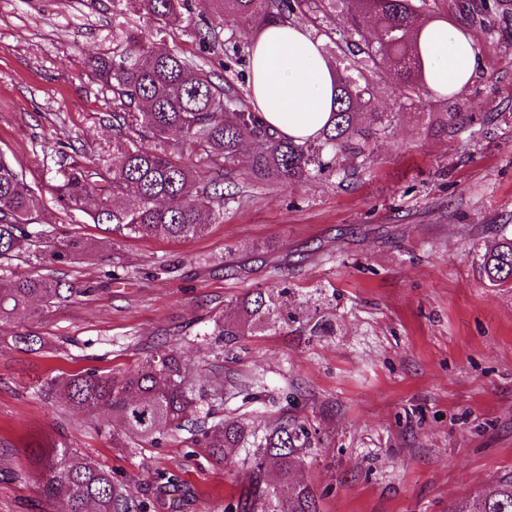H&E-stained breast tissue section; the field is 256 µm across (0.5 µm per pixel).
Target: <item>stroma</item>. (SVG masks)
I'll use <instances>...</instances> for the list:
<instances>
[{"label":"stroma","mask_w":512,"mask_h":512,"mask_svg":"<svg viewBox=\"0 0 512 512\" xmlns=\"http://www.w3.org/2000/svg\"><path fill=\"white\" fill-rule=\"evenodd\" d=\"M426 0L425 16L466 28L477 65L452 96L404 104L392 76L377 78L374 109L391 134L371 165L347 181L290 187L237 182L241 202L188 241L113 238L82 213L65 214L46 187L59 164L87 162L110 140L106 106L87 64L112 47L111 0H0V152L22 169L41 209L90 253L60 265L85 291L72 303L0 327V512H64L40 491L39 448L90 456L150 512H217L249 479L215 467L172 439L127 453L112 445L110 417L48 395L54 376L117 374L163 346L253 384L251 399L217 412L259 425L282 413L305 419L313 446L297 478L321 512H448L512 472V288L491 286L480 256L512 234V5ZM181 52L248 90L250 66L201 50L177 32ZM461 112L463 129L429 128L433 112ZM121 279H111L114 259ZM277 282L296 289L324 332L288 328L242 337L223 370L212 365L210 311ZM45 340L36 353L14 334ZM181 498L157 496L161 473Z\"/></svg>","instance_id":"35a3bbf8"}]
</instances>
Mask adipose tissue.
<instances>
[{
  "instance_id": "adipose-tissue-1",
  "label": "adipose tissue",
  "mask_w": 512,
  "mask_h": 512,
  "mask_svg": "<svg viewBox=\"0 0 512 512\" xmlns=\"http://www.w3.org/2000/svg\"><path fill=\"white\" fill-rule=\"evenodd\" d=\"M252 102L279 134L315 136L333 108L335 70L323 45L299 24L269 25L252 42ZM420 55L427 87L436 93L463 88L476 56L470 34L443 21L424 27Z\"/></svg>"
}]
</instances>
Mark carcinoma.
Wrapping results in <instances>:
<instances>
[{
    "label": "carcinoma",
    "instance_id": "obj_1",
    "mask_svg": "<svg viewBox=\"0 0 512 512\" xmlns=\"http://www.w3.org/2000/svg\"><path fill=\"white\" fill-rule=\"evenodd\" d=\"M195 0H112V51L92 53L88 65L112 123V143L94 151L82 167L62 166L49 185L59 206L80 212L95 224L112 225L117 238L188 240L202 236L224 218L240 197L239 184L224 169L287 186L336 175L349 155L364 168L374 162L381 139L393 129L395 113L374 112L368 75L395 74L407 101L426 89L418 40L430 20L417 0H211L215 12L194 21ZM344 5L342 26L326 49L336 58L334 108L314 138L295 141L272 131L235 87L215 81L193 55L163 49L174 30L240 60L246 48L224 35V22L286 24L300 11L317 21L336 3ZM376 32L365 36L367 26ZM458 112L430 113L431 128L448 133ZM198 164L183 160V152ZM45 219L39 198L23 172L0 153V267L21 257L41 268L36 275L0 277V326L25 311L58 307L90 288H76L55 275V266L85 253L78 236L59 240ZM480 269L493 287L512 285V237H502L480 257ZM236 317L212 318L210 335L224 348L242 336L282 330L292 324L315 336L322 323L311 322L292 289L279 283L255 288L230 301ZM193 371L174 347L143 359L118 376L79 371L48 382L49 392L74 409L112 417L121 426L112 440L158 447L181 433L191 448L202 449L217 464L232 460L237 448L251 446L241 464L250 480L225 499L222 512H320L319 499L294 480L310 444L306 422L283 416L262 431L239 418L213 419V408L199 415L198 403L224 400V387L194 389ZM40 489L47 499H66L67 512H148V502L125 496L102 469L70 448L41 451ZM449 512H512V474L503 475Z\"/></svg>",
    "mask_w": 512,
    "mask_h": 512
}]
</instances>
